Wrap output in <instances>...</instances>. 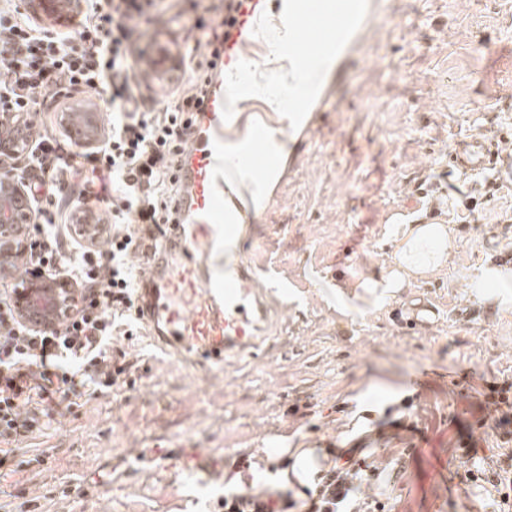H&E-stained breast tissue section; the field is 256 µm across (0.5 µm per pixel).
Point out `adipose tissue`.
Wrapping results in <instances>:
<instances>
[{
  "instance_id": "obj_1",
  "label": "adipose tissue",
  "mask_w": 512,
  "mask_h": 512,
  "mask_svg": "<svg viewBox=\"0 0 512 512\" xmlns=\"http://www.w3.org/2000/svg\"><path fill=\"white\" fill-rule=\"evenodd\" d=\"M300 2L279 0L276 13L270 16L277 31V43L273 66L264 70L261 83L246 91L236 73L229 70L224 73V87L231 94L232 107H239L251 99H259L277 113L278 122L274 125L260 120L244 127L232 122L227 127L232 159L224 164V176L239 187L249 189L253 209L257 212L262 209L268 184L273 182L288 158V115L280 110L278 90L305 93L321 83L334 65L335 55L331 52L316 65L296 55L293 49L295 31L289 21L298 14ZM259 134L264 136L266 147L274 158L273 164L268 165L261 175L257 174L254 167L233 161L234 156L246 151ZM391 232L396 240V249L387 268L380 277H371L364 282L367 294L377 302L395 297L412 280L439 272L447 265L456 246L447 225L437 222H408L399 216L395 218Z\"/></svg>"
}]
</instances>
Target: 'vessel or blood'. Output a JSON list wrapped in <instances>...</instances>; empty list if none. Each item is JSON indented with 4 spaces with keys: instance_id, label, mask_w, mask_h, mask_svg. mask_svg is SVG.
<instances>
[{
    "instance_id": "b4317fda",
    "label": "vessel or blood",
    "mask_w": 512,
    "mask_h": 512,
    "mask_svg": "<svg viewBox=\"0 0 512 512\" xmlns=\"http://www.w3.org/2000/svg\"><path fill=\"white\" fill-rule=\"evenodd\" d=\"M230 110L224 92L205 106L204 133L187 148L181 208L189 225L173 224L160 244H146L148 271L140 314L154 341L189 368L250 354L256 348L266 309L255 288L256 271L241 251L244 227L240 201L224 179V146ZM74 141L98 131V116L78 108L63 119ZM500 155L494 143L469 136L452 151L449 162L461 172L496 168ZM181 471H205L217 479L223 460L200 465L193 453L177 458Z\"/></svg>"
}]
</instances>
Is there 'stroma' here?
I'll use <instances>...</instances> for the list:
<instances>
[{
	"label": "stroma",
	"instance_id": "obj_1",
	"mask_svg": "<svg viewBox=\"0 0 512 512\" xmlns=\"http://www.w3.org/2000/svg\"><path fill=\"white\" fill-rule=\"evenodd\" d=\"M165 0L141 39L194 44L212 5ZM360 26L312 95L281 91L290 133L244 254L282 310L271 347L189 371L142 335L112 340V390L50 414L20 440L0 505L12 512H222L225 488L284 492L304 512L336 456L378 464L365 501L384 512H512V407L491 387L512 384V303L475 287L512 261V0H364ZM510 139L499 170L449 171L456 141ZM421 181L443 195L421 204ZM447 224L456 248L433 276L373 306L363 281L392 256L390 219ZM357 308L336 306L337 293ZM440 310L410 331L394 314L421 296ZM224 461V483L185 477L181 450ZM150 462H143V455Z\"/></svg>",
	"mask_w": 512,
	"mask_h": 512
}]
</instances>
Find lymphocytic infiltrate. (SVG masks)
<instances>
[{"instance_id": "lymphocytic-infiltrate-1", "label": "lymphocytic infiltrate", "mask_w": 512, "mask_h": 512, "mask_svg": "<svg viewBox=\"0 0 512 512\" xmlns=\"http://www.w3.org/2000/svg\"><path fill=\"white\" fill-rule=\"evenodd\" d=\"M252 0H224L205 31L203 54L183 46L178 73L168 80L175 104L148 105L133 74L141 33L154 0H85L80 26L61 32L35 24L14 0H0V119L31 122L44 103L66 110L72 92L96 94L112 106L108 129L97 146L78 151L55 130L37 132L27 154L35 170L25 190L33 210L25 271L74 281V311L51 331L21 322L11 293L0 294V467L16 456L18 438L39 430L29 414L55 398L93 397L115 383L112 335L118 320L138 312L141 299L128 262L138 237L122 225L177 224L178 174L217 76L224 48ZM78 202L104 218L94 242L71 233L63 206L72 181ZM368 475L356 465L334 466L321 478L306 512H363L358 492Z\"/></svg>"}]
</instances>
